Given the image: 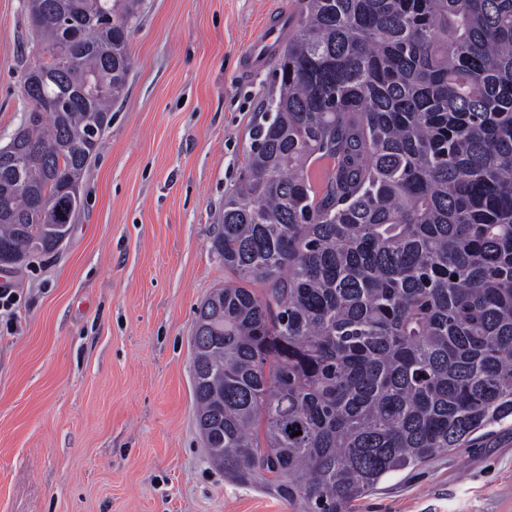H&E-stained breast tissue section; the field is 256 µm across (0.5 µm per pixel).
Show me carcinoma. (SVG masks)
<instances>
[{"instance_id":"cac0c4a2","label":"carcinoma","mask_w":512,"mask_h":512,"mask_svg":"<svg viewBox=\"0 0 512 512\" xmlns=\"http://www.w3.org/2000/svg\"><path fill=\"white\" fill-rule=\"evenodd\" d=\"M23 8L47 117L0 146L7 265L79 212L142 0ZM278 73L210 241L196 420L224 479L345 512L512 417V0H299Z\"/></svg>"}]
</instances>
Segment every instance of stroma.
I'll return each mask as SVG.
<instances>
[{
  "label": "stroma",
  "mask_w": 512,
  "mask_h": 512,
  "mask_svg": "<svg viewBox=\"0 0 512 512\" xmlns=\"http://www.w3.org/2000/svg\"><path fill=\"white\" fill-rule=\"evenodd\" d=\"M298 0H144L134 67L65 243L0 283V512H295L207 461L192 389L194 311L224 283L210 249L277 66L246 68ZM22 0H0V146L37 60ZM349 512H512V422L398 473ZM22 302V292L9 283L0 284V330L14 328L16 311Z\"/></svg>",
  "instance_id": "35a3bbf8"
}]
</instances>
